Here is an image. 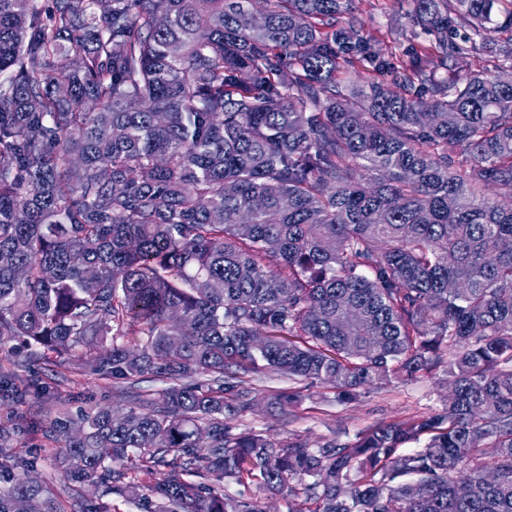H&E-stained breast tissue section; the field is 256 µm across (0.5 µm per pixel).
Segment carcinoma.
Returning <instances> with one entry per match:
<instances>
[{
    "instance_id": "obj_1",
    "label": "carcinoma",
    "mask_w": 512,
    "mask_h": 512,
    "mask_svg": "<svg viewBox=\"0 0 512 512\" xmlns=\"http://www.w3.org/2000/svg\"><path fill=\"white\" fill-rule=\"evenodd\" d=\"M253 2L0 0V340L164 384L58 412L62 493L263 512L251 483L297 479L288 512H512V206L487 194L512 200V82L471 68L512 69V0H410L423 43L398 62L354 0H260L259 26ZM268 368L342 402L439 370L451 393L353 443L276 444L231 424ZM0 394L49 391L0 369ZM36 464L0 457V512H62Z\"/></svg>"
}]
</instances>
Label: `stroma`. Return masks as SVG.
<instances>
[{
  "instance_id": "stroma-1",
  "label": "stroma",
  "mask_w": 512,
  "mask_h": 512,
  "mask_svg": "<svg viewBox=\"0 0 512 512\" xmlns=\"http://www.w3.org/2000/svg\"><path fill=\"white\" fill-rule=\"evenodd\" d=\"M355 14L365 25V34L372 51L405 52L415 40L407 26L408 0H355ZM22 378L39 380L50 390L46 399L33 397L21 401L0 398V446L17 452L37 449L41 455L36 474L53 488L61 481L54 467L56 444L44 430L57 408L75 411L89 406H126L135 392L160 389V382L144 379L131 385L121 380L102 381L91 376H74L68 367L49 368L37 358H30L21 367ZM258 396L281 389L308 388L311 396L289 416L256 406L236 420L239 429L250 430L277 442L299 437L315 444L325 438L349 443L362 432L380 424L413 414L431 413L440 409L447 388L437 378L423 377L382 388L367 389L358 400L338 402L333 390L321 385L305 386L303 381L273 370L255 375L252 382Z\"/></svg>"
}]
</instances>
